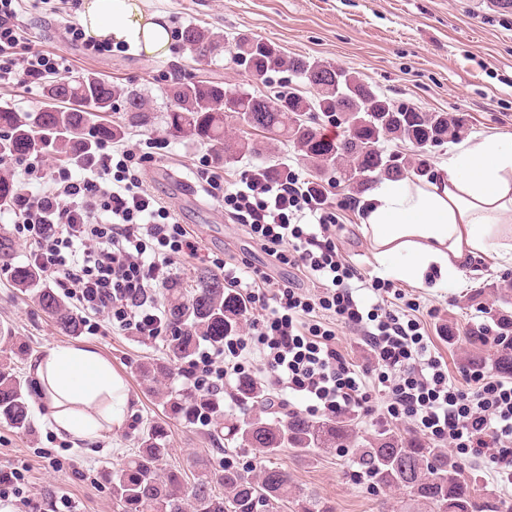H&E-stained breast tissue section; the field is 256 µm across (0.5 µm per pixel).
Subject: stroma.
<instances>
[{
    "label": "stroma",
    "instance_id": "stroma-1",
    "mask_svg": "<svg viewBox=\"0 0 512 512\" xmlns=\"http://www.w3.org/2000/svg\"><path fill=\"white\" fill-rule=\"evenodd\" d=\"M172 29L195 24L223 40L217 55L195 59L179 42L168 53L147 58L118 47L91 56L69 43L65 18L47 10L42 0H19L23 36L37 48L61 56L66 75L93 73L141 93L149 119L128 129L124 143L136 153H151L146 183L169 202L180 223L197 234L203 249L230 254L269 269L277 280L288 277L261 243L241 225L232 223L204 192L184 194L175 181L207 167V146L173 137L162 115L172 104L171 73H196L223 79L229 89L271 95L280 77L262 80L238 67L231 53L237 35L245 34L278 45L288 56L310 57L356 72L372 88L398 104L435 112H462L468 120L465 139L489 133L512 137V6L491 8L487 0H146ZM276 164L307 180L315 173L286 144L265 156L246 155L223 167L224 179L237 182L253 166ZM338 222L332 230L343 257L365 278H379L382 267L362 233V195L346 183L327 184ZM512 286V263H486L479 275L462 276L458 284L436 293L402 285L417 299L418 316L433 344L457 380L468 371L470 329L492 324L502 302L498 291ZM485 289L483 309L470 306L472 289ZM0 323L25 342L28 355L18 362L26 371L31 357L49 345L71 341L96 348L120 370L138 401V412L124 430L109 434L92 449L74 448L57 439L42 423L22 435L0 424V468L16 470L14 494L0 502V512H119L102 479L136 448L148 422L166 423L170 446L168 465L193 473L201 459H223L260 470L275 462L287 470L295 487L317 491L334 512H396V495L380 497L368 483L351 478L356 469L352 451H316L302 456L281 449L275 458L257 448H241L214 439L208 428L166 418L159 403L144 394L138 366L165 356L163 339L123 332L82 331L78 338L59 332L0 271Z\"/></svg>",
    "mask_w": 512,
    "mask_h": 512
}]
</instances>
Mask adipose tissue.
<instances>
[{
  "mask_svg": "<svg viewBox=\"0 0 512 512\" xmlns=\"http://www.w3.org/2000/svg\"><path fill=\"white\" fill-rule=\"evenodd\" d=\"M86 37L154 57L172 41L146 0H83ZM362 232L387 274L431 292L483 263L512 255V139L488 134L448 157L435 181L383 180L367 195ZM29 377L43 419L73 447L98 444L136 412L124 375L89 346L51 345Z\"/></svg>",
  "mask_w": 512,
  "mask_h": 512,
  "instance_id": "1",
  "label": "adipose tissue"
}]
</instances>
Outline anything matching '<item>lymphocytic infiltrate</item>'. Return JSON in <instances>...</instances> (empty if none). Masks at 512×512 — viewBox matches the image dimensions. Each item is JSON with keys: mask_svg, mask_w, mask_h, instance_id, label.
<instances>
[{"mask_svg": "<svg viewBox=\"0 0 512 512\" xmlns=\"http://www.w3.org/2000/svg\"><path fill=\"white\" fill-rule=\"evenodd\" d=\"M20 23L18 0H0V85H30L61 71L59 56L21 48ZM149 161L109 143L51 169L37 156L0 155V168L23 175L12 215L16 233L30 241L28 262L53 275L89 328L160 336L158 295L178 260L200 255L198 239L146 187ZM198 177L293 277L283 283L249 260L212 258L225 286L258 316L247 334L225 337L223 348L199 350L193 386L221 394L261 363L270 385L308 415L408 423L485 461L512 496V380L479 368L458 383L421 320L392 307L403 297L392 283L368 282L373 301L359 299L351 285L357 273L342 262L331 233L336 214L296 172L281 181L256 170L229 186L215 170L200 169ZM340 325L358 333L366 362L337 349Z\"/></svg>", "mask_w": 512, "mask_h": 512, "instance_id": "lymphocytic-infiltrate-1", "label": "lymphocytic infiltrate"}]
</instances>
